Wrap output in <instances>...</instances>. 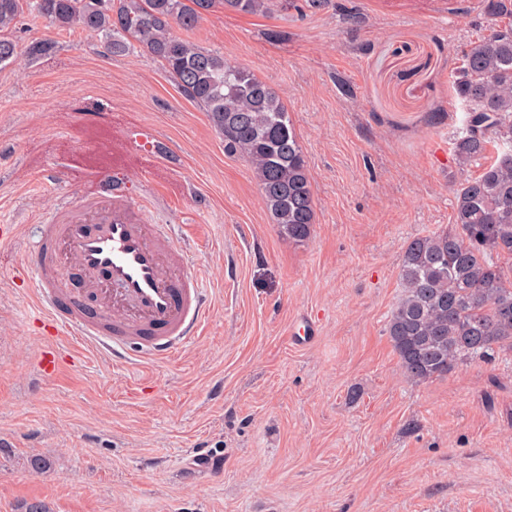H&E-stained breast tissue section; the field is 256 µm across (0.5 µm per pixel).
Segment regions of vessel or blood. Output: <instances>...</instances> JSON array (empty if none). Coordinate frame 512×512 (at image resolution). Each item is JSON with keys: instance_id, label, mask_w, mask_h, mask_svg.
Listing matches in <instances>:
<instances>
[{"instance_id": "obj_1", "label": "vessel or blood", "mask_w": 512, "mask_h": 512, "mask_svg": "<svg viewBox=\"0 0 512 512\" xmlns=\"http://www.w3.org/2000/svg\"><path fill=\"white\" fill-rule=\"evenodd\" d=\"M99 184L41 225L23 266L55 334L116 364L163 361L199 336L212 300L166 225L134 217L126 181L108 172Z\"/></svg>"}]
</instances>
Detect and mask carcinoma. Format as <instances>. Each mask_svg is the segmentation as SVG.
<instances>
[{
    "instance_id": "obj_1",
    "label": "carcinoma",
    "mask_w": 512,
    "mask_h": 512,
    "mask_svg": "<svg viewBox=\"0 0 512 512\" xmlns=\"http://www.w3.org/2000/svg\"><path fill=\"white\" fill-rule=\"evenodd\" d=\"M243 13L288 9V0H0V67L53 49L8 36L29 11L60 30L79 28L123 56L139 47L156 58L180 92L208 112L224 150L249 160L273 223L308 240L315 199L306 156L277 91L224 55L174 34L192 31L215 8ZM491 34L467 46L454 79L466 107L453 154L459 167L496 157L456 189L453 225L410 241L399 280L403 295L386 332L405 376H444L458 364L512 353V0H484Z\"/></svg>"
}]
</instances>
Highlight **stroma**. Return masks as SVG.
<instances>
[{
    "instance_id": "35a3bbf8",
    "label": "stroma",
    "mask_w": 512,
    "mask_h": 512,
    "mask_svg": "<svg viewBox=\"0 0 512 512\" xmlns=\"http://www.w3.org/2000/svg\"><path fill=\"white\" fill-rule=\"evenodd\" d=\"M295 2L216 11L188 39L287 104L315 193L301 243L147 52L27 16L12 30L55 49L0 68V224L20 227L0 242V512H512V356L413 382L386 333L407 243L450 227L480 171L453 159L465 107L450 86L490 20L481 0ZM142 125L165 157L140 151ZM111 169L136 217L184 241L212 314L133 369L59 337L78 360L45 379L49 322L15 269ZM303 317L315 337L292 341Z\"/></svg>"
}]
</instances>
